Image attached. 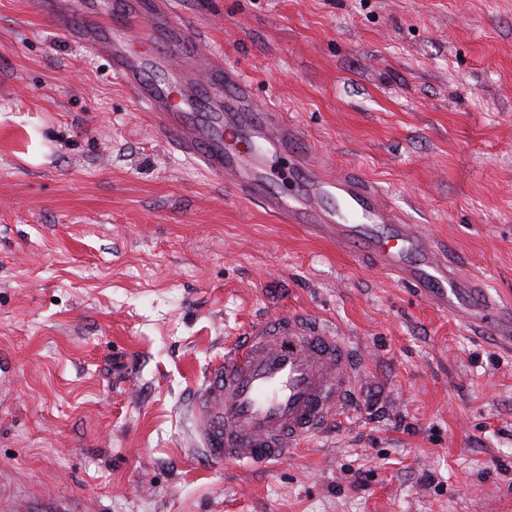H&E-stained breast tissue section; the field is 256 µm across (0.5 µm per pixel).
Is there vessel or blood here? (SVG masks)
I'll use <instances>...</instances> for the list:
<instances>
[{"mask_svg":"<svg viewBox=\"0 0 512 512\" xmlns=\"http://www.w3.org/2000/svg\"><path fill=\"white\" fill-rule=\"evenodd\" d=\"M150 113L171 146L283 224L335 241L431 304L512 348V310L471 279L355 169L329 163L253 82L203 52L173 0H24ZM359 368L332 327L296 315L255 324L202 384L196 427L212 460L262 466L346 409Z\"/></svg>","mask_w":512,"mask_h":512,"instance_id":"1","label":"vessel or blood"}]
</instances>
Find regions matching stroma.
<instances>
[{
	"instance_id": "obj_1",
	"label": "stroma",
	"mask_w": 512,
	"mask_h": 512,
	"mask_svg": "<svg viewBox=\"0 0 512 512\" xmlns=\"http://www.w3.org/2000/svg\"><path fill=\"white\" fill-rule=\"evenodd\" d=\"M512 302V0H175ZM360 366L280 463L212 461L198 391L249 325ZM512 512V352L172 149L101 62L0 0V512Z\"/></svg>"
}]
</instances>
